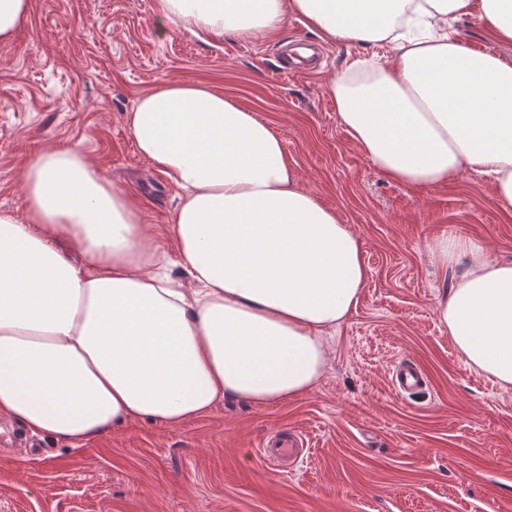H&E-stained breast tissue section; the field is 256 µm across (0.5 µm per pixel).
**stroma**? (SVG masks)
<instances>
[{"mask_svg":"<svg viewBox=\"0 0 512 512\" xmlns=\"http://www.w3.org/2000/svg\"><path fill=\"white\" fill-rule=\"evenodd\" d=\"M158 29L156 0H29L0 45V209L25 217L22 172L35 152L76 147L175 256L179 191L139 156L126 117L166 82L201 83L281 137L301 188L360 239L367 279L313 392L269 407L225 399L176 429L138 419L77 446L44 437L36 458L11 447L0 454V512H512V392L467 367L440 328L435 303L462 269L428 253L448 235L512 260V209L495 202L489 176L465 170L414 188L351 141L330 82L355 61H390L389 45L322 41L293 12L249 40ZM448 29L512 62V43L477 18ZM402 360L427 375L421 393L394 390ZM277 430L304 441L288 469L259 452Z\"/></svg>","mask_w":512,"mask_h":512,"instance_id":"35a3bbf8","label":"stroma"}]
</instances>
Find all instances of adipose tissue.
I'll return each instance as SVG.
<instances>
[{
  "instance_id": "obj_1",
  "label": "adipose tissue",
  "mask_w": 512,
  "mask_h": 512,
  "mask_svg": "<svg viewBox=\"0 0 512 512\" xmlns=\"http://www.w3.org/2000/svg\"><path fill=\"white\" fill-rule=\"evenodd\" d=\"M193 34L257 38L288 12L324 40L393 44L387 64L330 83L339 123L373 166L413 187L466 169L512 209V64L448 33L477 16L512 41V0H158ZM138 153L184 198L171 226L192 280L166 271L139 208L73 149L24 171L26 217L0 210V416L80 444L144 418L178 428L235 398L256 406L311 392L326 337L367 278L359 238L300 189L281 138L199 83L171 81L128 114ZM462 266L435 316L459 356L512 391V261L439 237Z\"/></svg>"
}]
</instances>
